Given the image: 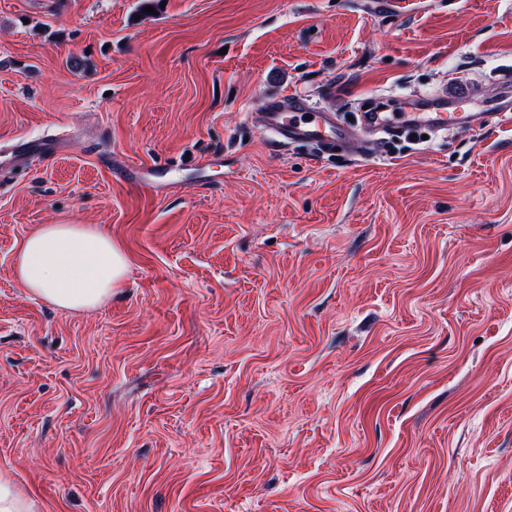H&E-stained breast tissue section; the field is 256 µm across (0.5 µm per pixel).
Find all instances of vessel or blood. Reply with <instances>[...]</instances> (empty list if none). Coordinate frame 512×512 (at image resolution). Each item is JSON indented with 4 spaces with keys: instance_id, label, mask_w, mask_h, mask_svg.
I'll list each match as a JSON object with an SVG mask.
<instances>
[{
    "instance_id": "1",
    "label": "vessel or blood",
    "mask_w": 512,
    "mask_h": 512,
    "mask_svg": "<svg viewBox=\"0 0 512 512\" xmlns=\"http://www.w3.org/2000/svg\"><path fill=\"white\" fill-rule=\"evenodd\" d=\"M473 93L463 90L449 95L435 92L426 95L424 104H409L400 112H368L365 128L390 134L403 133L410 127L429 126L446 130L463 124L486 122L504 125L512 122V101L489 99L479 110H472ZM257 125L281 145L305 142L327 150L345 148L364 150L369 146L357 131L337 121L333 112L312 106L302 94L291 92L271 98L265 109L255 116ZM61 139L34 140L23 143L7 163L20 166L40 158L46 152H59ZM124 180L150 188L155 184L152 168L139 163H128L122 169Z\"/></svg>"
}]
</instances>
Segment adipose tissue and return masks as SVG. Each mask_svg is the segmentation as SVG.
<instances>
[{"instance_id":"ef3b65f1","label":"adipose tissue","mask_w":512,"mask_h":512,"mask_svg":"<svg viewBox=\"0 0 512 512\" xmlns=\"http://www.w3.org/2000/svg\"><path fill=\"white\" fill-rule=\"evenodd\" d=\"M128 261L111 236L81 224H45L19 249L12 271L35 298L66 312L100 307L127 274Z\"/></svg>"}]
</instances>
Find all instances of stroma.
<instances>
[{"mask_svg": "<svg viewBox=\"0 0 512 512\" xmlns=\"http://www.w3.org/2000/svg\"><path fill=\"white\" fill-rule=\"evenodd\" d=\"M508 74L512 0H0V150L66 138L0 170V470L39 512H512V126L250 121ZM44 224L121 246L111 301L20 285ZM255 119L257 125L281 145L305 142L326 150L372 148L354 128L339 123L333 112L312 106L297 92L271 98ZM122 171V178L129 182L137 183L141 186L151 188L155 184V172L151 167L139 163L125 164Z\"/></svg>", "mask_w": 512, "mask_h": 512, "instance_id": "stroma-1", "label": "stroma"}]
</instances>
